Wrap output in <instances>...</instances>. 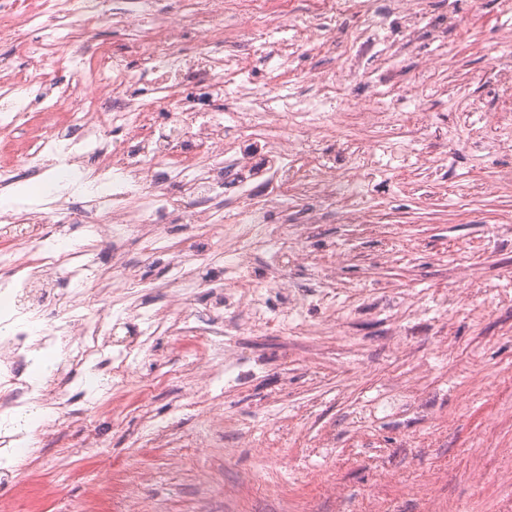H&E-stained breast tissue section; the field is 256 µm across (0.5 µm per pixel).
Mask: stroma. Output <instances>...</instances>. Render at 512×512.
Listing matches in <instances>:
<instances>
[{
    "label": "stroma",
    "mask_w": 512,
    "mask_h": 512,
    "mask_svg": "<svg viewBox=\"0 0 512 512\" xmlns=\"http://www.w3.org/2000/svg\"><path fill=\"white\" fill-rule=\"evenodd\" d=\"M252 58L254 95L293 110L336 82L321 159L356 184L308 212L285 294L297 329L230 320L226 423L162 336L127 383L93 394L136 342L62 379L31 423L41 462L0 473V512H512V0H294ZM123 257L144 303L179 310L169 256ZM123 416L113 419V406Z\"/></svg>",
    "instance_id": "35a3bbf8"
}]
</instances>
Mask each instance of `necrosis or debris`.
<instances>
[{
    "label": "necrosis or debris",
    "mask_w": 512,
    "mask_h": 512,
    "mask_svg": "<svg viewBox=\"0 0 512 512\" xmlns=\"http://www.w3.org/2000/svg\"><path fill=\"white\" fill-rule=\"evenodd\" d=\"M138 2L137 13L116 15L108 0H0V39H8L14 56L27 63L0 82V186L13 185L19 159L33 176L50 175L62 184L34 202L0 210V234L13 239L0 249V292L17 296L90 279L104 290L92 309L79 291L65 296L58 312L35 303L0 322V346L11 349L0 356V433L31 450L36 442L27 425L50 400L45 389L21 379L19 365L56 376L59 365L47 350L60 338L69 341L71 361L82 364L97 353L96 339H109L131 313L113 289L144 285L133 267H95L99 243L115 252L133 244L152 256L175 255L168 283L181 299L203 288L227 297V304H216L212 320L167 306L136 315L140 345L162 333L200 337L189 353L192 365L208 362L211 380L233 383L238 373L224 366L225 309L250 307L266 332H284L294 323L289 314L262 315L270 288L254 285L246 273L264 255L286 271L300 249L298 228L273 222V214H288L289 185L313 183L325 195L336 193L335 175L296 171L288 153L296 114L288 106L275 113L225 111L224 85L247 73L246 57L257 47L248 43L225 56L224 0H194L176 13L157 10L156 0ZM101 20L135 29L132 43L116 51L94 41L91 33ZM191 27L203 39L188 55L180 43ZM228 128L244 139L267 140L262 168H252L225 145ZM256 180L265 185L259 199L252 194ZM229 186L235 195L228 227ZM174 216L204 225L208 248L199 249L192 235L173 242ZM48 225L78 226L80 247L57 248L44 231ZM224 253L233 258V277L202 278V266Z\"/></svg>",
    "instance_id": "1"
}]
</instances>
